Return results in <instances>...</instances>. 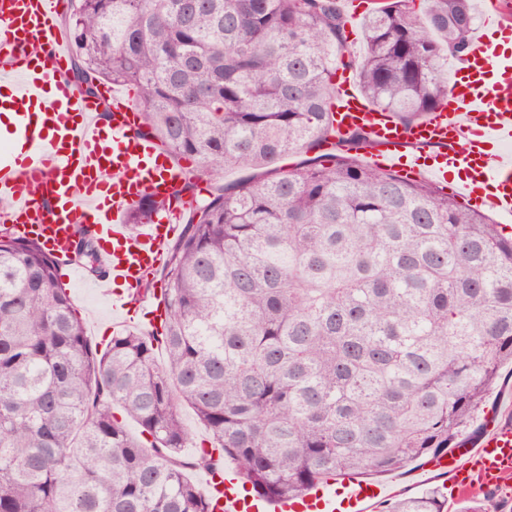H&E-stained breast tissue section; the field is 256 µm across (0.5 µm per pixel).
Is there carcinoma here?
<instances>
[{"instance_id":"1","label":"carcinoma","mask_w":512,"mask_h":512,"mask_svg":"<svg viewBox=\"0 0 512 512\" xmlns=\"http://www.w3.org/2000/svg\"><path fill=\"white\" fill-rule=\"evenodd\" d=\"M70 2L77 87L134 90L139 132L210 182L173 191L193 206L167 245L161 331L114 332L102 350L59 259L0 227V512H209L188 472L213 456L183 457L184 403L270 501L456 447L512 362V237L439 186L372 168L362 130L321 148L340 64L405 126L446 99L470 0L421 16L380 0L360 56L340 0ZM229 169L255 174L226 184ZM76 237L70 260L99 275L93 236ZM388 512H448V498Z\"/></svg>"}]
</instances>
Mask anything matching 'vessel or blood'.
<instances>
[{"label": "vessel or blood", "instance_id": "b4317fda", "mask_svg": "<svg viewBox=\"0 0 512 512\" xmlns=\"http://www.w3.org/2000/svg\"><path fill=\"white\" fill-rule=\"evenodd\" d=\"M65 0H0V108L15 114L12 134L23 157L0 154V222L19 237L39 240L56 257L69 255L77 226L96 238L112 288L115 327L128 316L129 292L162 266L167 242L180 231L182 207L171 206L131 233L127 216L142 200L167 199L186 175L155 141L138 135L129 97L104 88L82 94L67 76L70 43L56 24ZM338 135L364 130L373 167L401 176L449 183L455 193L497 215L512 216V51L482 36L457 66L448 98L413 125L394 121L356 90L353 72L336 71ZM112 119L102 125L99 114ZM456 494L473 485L512 497V419L491 417L470 447L431 460ZM215 512H370L391 488L368 478H346L270 502L248 494L232 468L203 473Z\"/></svg>", "mask_w": 512, "mask_h": 512}]
</instances>
